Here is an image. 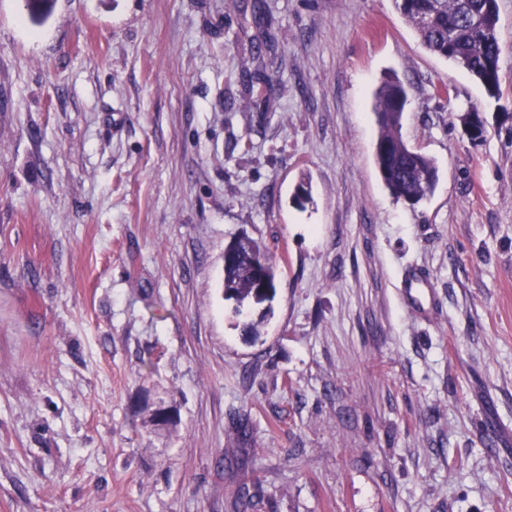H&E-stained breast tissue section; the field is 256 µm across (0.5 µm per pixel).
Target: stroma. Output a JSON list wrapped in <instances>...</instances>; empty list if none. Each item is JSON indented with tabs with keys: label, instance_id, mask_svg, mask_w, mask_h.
<instances>
[{
	"label": "stroma",
	"instance_id": "35a3bbf8",
	"mask_svg": "<svg viewBox=\"0 0 512 512\" xmlns=\"http://www.w3.org/2000/svg\"><path fill=\"white\" fill-rule=\"evenodd\" d=\"M497 2L493 98L393 0H0V512H512ZM389 76L438 168L414 206L375 159ZM242 234L278 280L247 319ZM267 248L260 242L252 239L250 244H241L238 238L224 247V252L231 254V258L224 264V294L228 299H235L239 304L246 299L256 303L272 301L275 296V286L272 285V294L261 298L258 281L252 264V253ZM264 252V251H263Z\"/></svg>",
	"mask_w": 512,
	"mask_h": 512
}]
</instances>
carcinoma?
Masks as SVG:
<instances>
[{"mask_svg":"<svg viewBox=\"0 0 512 512\" xmlns=\"http://www.w3.org/2000/svg\"><path fill=\"white\" fill-rule=\"evenodd\" d=\"M403 17L431 53L453 62L478 80L489 93L499 87L497 0H395ZM409 103L408 90L397 79L386 81L376 97L378 136L376 162L390 194L398 201L419 203L434 187L437 168L432 158L410 148L402 139L401 122ZM266 246L256 240L235 239L224 250L231 258L224 264V294L241 303H258L261 297L252 264V253ZM260 495L243 486L232 503V512H257Z\"/></svg>","mask_w":512,"mask_h":512,"instance_id":"cac0c4a2","label":"carcinoma"}]
</instances>
